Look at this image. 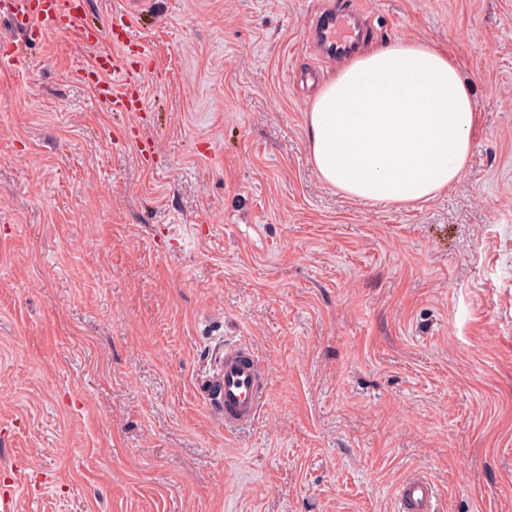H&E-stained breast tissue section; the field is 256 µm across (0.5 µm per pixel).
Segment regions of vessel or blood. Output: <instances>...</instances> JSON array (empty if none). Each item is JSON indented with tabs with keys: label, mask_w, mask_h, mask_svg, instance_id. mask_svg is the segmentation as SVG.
<instances>
[{
	"label": "vessel or blood",
	"mask_w": 512,
	"mask_h": 512,
	"mask_svg": "<svg viewBox=\"0 0 512 512\" xmlns=\"http://www.w3.org/2000/svg\"><path fill=\"white\" fill-rule=\"evenodd\" d=\"M87 9L88 0H8L7 12L25 21L29 40H41L63 25L78 39L93 45L97 37L85 21ZM312 25V38L322 55L340 63L360 52L370 22L367 11L356 0H334L315 16ZM95 64V90L109 101L113 111H143L141 73L107 52L99 54ZM211 386L224 414L225 432H235L256 421L264 404V388L262 367L253 352L239 345L225 347ZM434 495V485L427 478H408L398 487V512H431Z\"/></svg>",
	"instance_id": "1"
}]
</instances>
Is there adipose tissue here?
Instances as JSON below:
<instances>
[{"label":"adipose tissue","instance_id":"adipose-tissue-1","mask_svg":"<svg viewBox=\"0 0 512 512\" xmlns=\"http://www.w3.org/2000/svg\"><path fill=\"white\" fill-rule=\"evenodd\" d=\"M477 120L447 50L398 39L326 81L308 108V146L320 178L348 196L409 204L458 182Z\"/></svg>","mask_w":512,"mask_h":512}]
</instances>
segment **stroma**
Listing matches in <instances>:
<instances>
[{"label": "stroma", "instance_id": "obj_1", "mask_svg": "<svg viewBox=\"0 0 512 512\" xmlns=\"http://www.w3.org/2000/svg\"><path fill=\"white\" fill-rule=\"evenodd\" d=\"M97 48L0 16V474L17 512H512V0H367L371 43L445 47L478 123L406 205L317 175L323 0H90ZM130 13L149 122L90 69ZM153 141L142 158L137 136ZM269 398L233 435L225 342ZM434 495V485L426 477L408 478L398 487L397 510L398 512H432Z\"/></svg>", "mask_w": 512, "mask_h": 512}]
</instances>
